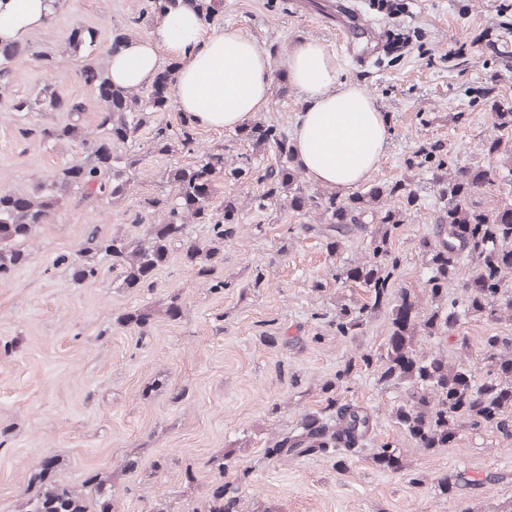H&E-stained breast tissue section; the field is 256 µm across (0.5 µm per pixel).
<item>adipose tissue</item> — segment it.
I'll list each match as a JSON object with an SVG mask.
<instances>
[{"mask_svg":"<svg viewBox=\"0 0 512 512\" xmlns=\"http://www.w3.org/2000/svg\"><path fill=\"white\" fill-rule=\"evenodd\" d=\"M54 2L0 0V40H22L45 24ZM165 54L177 64L175 105L199 126H245L268 101L267 56L245 36L206 29L188 2L168 13L149 36L128 40L112 53L113 88L151 86ZM285 67L290 83L305 97L292 139L300 167L320 184L339 190L357 187L377 167L389 140V126L375 100L357 84L337 81L329 55L317 42L293 49Z\"/></svg>","mask_w":512,"mask_h":512,"instance_id":"1","label":"adipose tissue"}]
</instances>
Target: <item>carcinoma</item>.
Returning a JSON list of instances; mask_svg holds the SVG:
<instances>
[{"mask_svg":"<svg viewBox=\"0 0 512 512\" xmlns=\"http://www.w3.org/2000/svg\"><path fill=\"white\" fill-rule=\"evenodd\" d=\"M183 2L147 0L146 7L163 17ZM195 7L203 23L208 25L219 4L218 0H195ZM65 40L73 51L82 48L93 52L99 48L97 31L92 27H82L78 37L68 31ZM26 51L20 42H0V81H8L13 64ZM172 105L173 98L169 96L150 92L143 99L133 90L126 91L99 112L101 135L89 142L81 141L92 160L66 165L51 176L40 193L17 196L0 191V276L28 259L26 241L38 225L47 222L62 193L74 188L86 198L121 199L130 186L128 173L139 167L142 158L136 154H119L117 149L135 138L141 123L139 113L150 112L161 119ZM15 108L36 116L47 110L63 111L78 119L84 112L82 102L56 95L49 84L43 85L34 98L17 103ZM180 125L181 144L191 152L195 122L184 115ZM241 136L255 151L274 146L279 163L260 168L254 155L242 152L236 155L234 167L228 169L224 154L197 153L192 165L169 170L174 196L145 200L146 208L160 215L161 223L173 227L171 232L164 233L152 224L147 230V240L135 244L118 237L100 236L92 229L71 262L72 277L80 280L95 277L97 268L82 261L83 255L93 253L123 259L126 285L149 288L153 272L167 262L170 249L177 244L196 268L198 278L210 279L214 267L224 262V254L217 247L202 250L185 236L184 227L190 220L209 224L213 237L220 243L236 236L242 221L238 206L227 200L220 210L211 209L214 177L222 172L228 178L235 180L243 176L261 186L262 191L253 198L258 211L285 196L297 212L304 215L321 212L327 221L321 232L332 253L344 239L363 231L366 223L377 225L373 261L351 264L338 278L369 285L374 292L371 308L382 305L388 282L400 266V257L388 246L389 237L415 206L417 194L412 183L399 180L385 190L371 188L344 199L334 192L311 193L288 166L293 159V148L284 134L272 126L252 122L242 128ZM485 149L492 156L503 157L512 175V149L503 146L502 137L489 138ZM447 158L443 146L429 144L407 160L409 169L433 166L444 199L435 218L434 238L425 237L420 242V248L428 256L425 283L435 307L421 313L407 300V295H401L391 309L392 334L385 354L384 377L413 387L394 411L397 423L423 448L448 443L463 425L472 431L483 430L512 438V336L486 337L479 367H455L440 357L420 356L413 349L414 337L449 336L456 324L467 317L497 322L512 314V289L505 280L506 274L512 272V203L491 215L469 205V200L485 183L486 173L479 167H458L448 174L442 171ZM367 215L371 217L368 222ZM463 255L471 262L468 273L460 266ZM455 279L462 280L463 292L449 300L448 282ZM364 311L363 307L341 308L335 323L336 335L356 333L365 323ZM368 423L366 412L347 404L340 409L339 425L319 424L311 417L273 451L286 458L304 455L315 446L334 448L336 435L361 434ZM32 481L40 486V491L30 501L28 512H86L82 495L69 485L48 478L42 468L32 474ZM234 508V500L224 498V487L213 491L208 512H232Z\"/></svg>","mask_w":512,"mask_h":512,"instance_id":"carcinoma-1","label":"carcinoma"}]
</instances>
